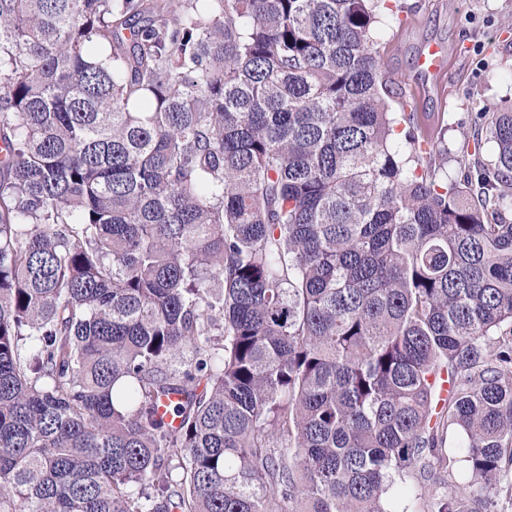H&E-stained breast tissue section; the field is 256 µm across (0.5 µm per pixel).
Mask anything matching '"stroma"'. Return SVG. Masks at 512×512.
I'll list each match as a JSON object with an SVG mask.
<instances>
[{
  "label": "stroma",
  "mask_w": 512,
  "mask_h": 512,
  "mask_svg": "<svg viewBox=\"0 0 512 512\" xmlns=\"http://www.w3.org/2000/svg\"><path fill=\"white\" fill-rule=\"evenodd\" d=\"M406 10L381 28L385 71L415 90L416 109L444 113L448 172L456 174L464 138L480 132L481 111L512 100V0H403ZM443 47L448 67L420 76L418 57Z\"/></svg>",
  "instance_id": "1"
}]
</instances>
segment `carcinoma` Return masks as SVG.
I'll use <instances>...</instances> for the list:
<instances>
[{
    "mask_svg": "<svg viewBox=\"0 0 512 512\" xmlns=\"http://www.w3.org/2000/svg\"><path fill=\"white\" fill-rule=\"evenodd\" d=\"M403 9L0 0V512H512V107L448 178Z\"/></svg>",
    "mask_w": 512,
    "mask_h": 512,
    "instance_id": "carcinoma-1",
    "label": "carcinoma"
}]
</instances>
